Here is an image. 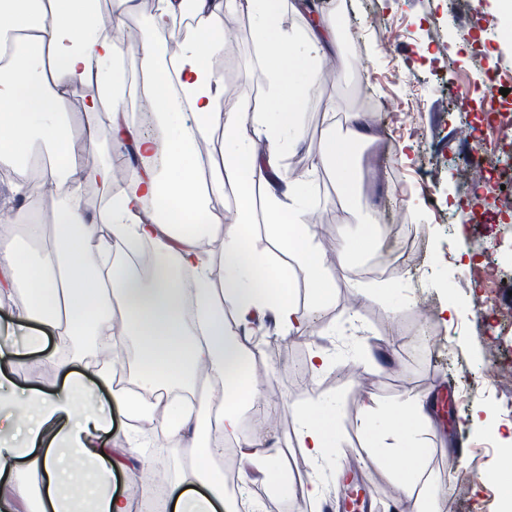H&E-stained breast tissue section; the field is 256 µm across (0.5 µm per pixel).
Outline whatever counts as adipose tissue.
I'll use <instances>...</instances> for the list:
<instances>
[{"instance_id":"1","label":"adipose tissue","mask_w":512,"mask_h":512,"mask_svg":"<svg viewBox=\"0 0 512 512\" xmlns=\"http://www.w3.org/2000/svg\"><path fill=\"white\" fill-rule=\"evenodd\" d=\"M136 0H112L102 18L95 0H0V181L24 198L0 226V309L9 311L10 331L27 333L32 345L53 340L49 360L66 376H77L110 392V409L78 400L70 387L20 409L0 406V512H18L28 500L33 512H130V494L118 490L116 473L141 456L132 423L161 418L165 434L200 448L203 461L183 465L166 493L173 512H238L223 478L211 463L222 448L204 442V431L238 441L244 476L276 488L281 484L277 451L240 441L244 410L258 404L255 355L246 339L224 323L232 308L238 323L268 313L286 334L303 330L304 316L286 288L288 272L260 258L248 241L253 224L289 252L317 288V305L327 303L331 275L321 261L305 220L306 205L282 163L318 81L321 64L336 48L334 15L320 14L301 29L282 27L284 9L305 11L304 0H157L133 52L149 78L150 109L168 127L164 139L144 134L126 116L116 87L123 54L124 17ZM192 14V31L174 35L179 94L168 93L156 62L157 39L171 20ZM256 19L257 58L266 69L264 105L249 101L221 111L224 81L210 65L232 37L228 14ZM80 96L82 127H74L62 107ZM112 104L107 135L111 144L132 148L145 160L131 170L132 194L88 214L83 206L86 168L75 141L87 149L99 142L92 121L103 102ZM191 113L192 122L176 118ZM252 137H244V123ZM347 136L324 137L315 164L330 166L345 196H353L351 162L359 141L370 132L358 112L348 115ZM220 136L219 156L195 152L197 140ZM52 156L38 166L33 142ZM267 187L263 210H256L254 184ZM235 185L234 222L209 205ZM225 224L224 253L213 261L208 249L213 228ZM107 234H98V226ZM157 256L150 284L119 262L139 244ZM137 343L136 377L116 382L114 360L95 348L126 340ZM397 444L387 455L389 473L405 495L414 489L406 470L421 467L426 449L415 435L430 421L424 399L386 408ZM313 467L335 447L337 425L322 402L306 404L295 432ZM88 464L92 480L74 473L70 458ZM10 494H3V487Z\"/></svg>"}]
</instances>
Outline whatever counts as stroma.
I'll list each match as a JSON object with an SVG mask.
<instances>
[{
    "label": "stroma",
    "instance_id": "35a3bbf8",
    "mask_svg": "<svg viewBox=\"0 0 512 512\" xmlns=\"http://www.w3.org/2000/svg\"><path fill=\"white\" fill-rule=\"evenodd\" d=\"M342 23L336 36L343 55L359 46L345 77L325 65L300 130L301 145L285 163L305 176L309 197L306 221L333 276L330 298L312 309V290L303 270L290 285L305 333L284 336L260 323L257 351L259 398L281 404L273 420L259 422L255 410L241 414V439L262 436L274 443L282 464L298 481L316 477L323 500H305L302 491L274 495L251 484L262 512H320L322 501H337L336 479L358 478L373 493V512H415L399 483L383 471L386 450L395 440L382 421L385 408L419 395L430 404L431 422L417 435L429 454L421 470L408 474L418 483L425 512H504L501 478L512 460V387L494 380L496 362L488 351L500 340L512 355V215L492 224L512 184L475 188L461 177V162L479 147L498 150L504 139L494 116L512 109V93L493 86L498 71L512 69V19L503 20L494 0H323ZM253 17H234V35L221 56L226 94L223 109L266 91L255 54ZM420 99L422 112L403 119L406 102ZM467 109H460V102ZM360 112L374 137L358 150L361 202L351 207L340 196L331 169L312 170L321 138L346 130L345 114ZM396 231L395 240L368 243L367 216ZM349 240L350 262L336 244ZM468 252L473 265L495 266L493 280L478 283L457 255ZM453 307L454 321L442 310ZM333 359L332 370L297 374L312 349ZM11 382L0 384V399L19 396L17 383L59 390L64 376L45 353L14 360ZM322 399L334 407L342 445L330 449L318 472H311L294 439L300 407ZM472 442L459 459L448 454L458 435ZM145 458L116 477L118 487L141 491L155 460L173 481L178 467L193 459L188 445L171 441L159 421L141 428ZM472 475L473 491L454 494L450 468Z\"/></svg>",
    "mask_w": 512,
    "mask_h": 512
}]
</instances>
